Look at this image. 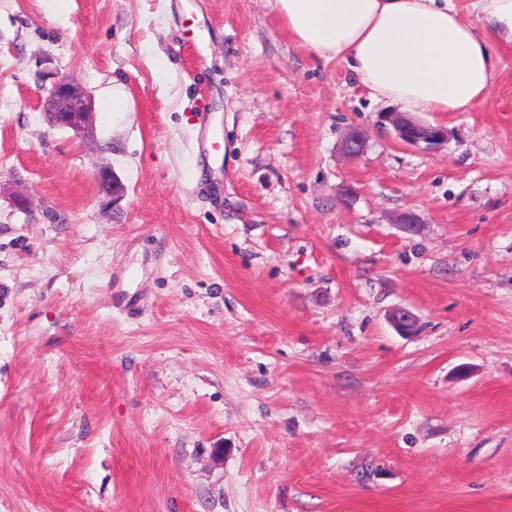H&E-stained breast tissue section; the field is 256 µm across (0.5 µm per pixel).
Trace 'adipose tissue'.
I'll use <instances>...</instances> for the list:
<instances>
[{"label":"adipose tissue","instance_id":"obj_1","mask_svg":"<svg viewBox=\"0 0 512 512\" xmlns=\"http://www.w3.org/2000/svg\"><path fill=\"white\" fill-rule=\"evenodd\" d=\"M294 41L344 61L376 99L406 111L467 112L485 101L495 59L468 14L512 45V0H275Z\"/></svg>","mask_w":512,"mask_h":512}]
</instances>
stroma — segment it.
Instances as JSON below:
<instances>
[{
    "label": "stroma",
    "mask_w": 512,
    "mask_h": 512,
    "mask_svg": "<svg viewBox=\"0 0 512 512\" xmlns=\"http://www.w3.org/2000/svg\"><path fill=\"white\" fill-rule=\"evenodd\" d=\"M492 50L429 150L274 0H0V512H512ZM59 74L84 133L45 119ZM44 115L53 127L71 129L78 133L92 115V100L86 89L73 77L55 78L44 99Z\"/></svg>",
    "instance_id": "stroma-1"
}]
</instances>
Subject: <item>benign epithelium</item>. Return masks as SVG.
I'll list each match as a JSON object with an SVG mask.
<instances>
[{"label":"benign epithelium","instance_id":"benign-epithelium-1","mask_svg":"<svg viewBox=\"0 0 512 512\" xmlns=\"http://www.w3.org/2000/svg\"><path fill=\"white\" fill-rule=\"evenodd\" d=\"M44 115L53 127L71 129L78 133L88 124L92 115V100L86 89L73 77L61 75L55 78L44 99ZM377 123L387 129L393 137L410 146L425 145L435 149L448 142V129L441 124H432L410 118L404 112H380ZM362 134L353 129L344 141V152L357 158L364 152ZM390 321L395 330L407 335L416 325V317L406 309L395 310Z\"/></svg>","mask_w":512,"mask_h":512}]
</instances>
